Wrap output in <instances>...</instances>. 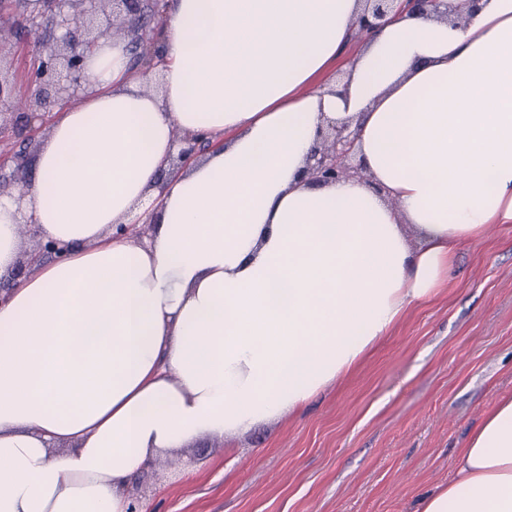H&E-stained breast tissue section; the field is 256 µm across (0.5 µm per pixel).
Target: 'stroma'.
<instances>
[{
    "label": "stroma",
    "instance_id": "35a3bbf8",
    "mask_svg": "<svg viewBox=\"0 0 512 512\" xmlns=\"http://www.w3.org/2000/svg\"><path fill=\"white\" fill-rule=\"evenodd\" d=\"M36 58L0 36V78L25 98ZM512 394V225L458 248L448 284L411 307L300 413L205 436L136 480L148 512H416L459 448Z\"/></svg>",
    "mask_w": 512,
    "mask_h": 512
}]
</instances>
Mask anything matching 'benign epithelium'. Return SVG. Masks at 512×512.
<instances>
[{
  "label": "benign epithelium",
  "mask_w": 512,
  "mask_h": 512,
  "mask_svg": "<svg viewBox=\"0 0 512 512\" xmlns=\"http://www.w3.org/2000/svg\"><path fill=\"white\" fill-rule=\"evenodd\" d=\"M37 8L26 12L28 31L35 35L40 49L37 64L31 73L30 84L35 86L34 95L26 100V111L14 116L13 129L22 135L41 120V109L51 100L71 99L78 96L84 80L83 63L93 52L100 37L106 32L92 35L88 28L89 19L105 11L112 5V15L126 31L138 30L140 34L129 43L134 68L148 71L152 65L151 52L154 37H149L143 29L147 11L161 16V0H34ZM397 0H365V8L356 19L359 33L367 35L383 27ZM411 11L420 15L446 16L450 12L448 0H405ZM51 21L63 31L53 43L40 39L39 31L45 21ZM179 144L178 160L188 162L202 150L203 140L197 134L176 133ZM354 138L350 125L329 123L320 141L311 151V164L308 167L311 179L315 181H335L361 174V167L355 163L352 153ZM34 151L25 150L0 160V170L11 167V181L23 182L31 166Z\"/></svg>",
  "instance_id": "1"
}]
</instances>
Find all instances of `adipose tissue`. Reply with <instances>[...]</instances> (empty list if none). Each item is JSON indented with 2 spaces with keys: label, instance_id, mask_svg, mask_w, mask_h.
Segmentation results:
<instances>
[{
  "label": "adipose tissue",
  "instance_id": "obj_1",
  "mask_svg": "<svg viewBox=\"0 0 512 512\" xmlns=\"http://www.w3.org/2000/svg\"><path fill=\"white\" fill-rule=\"evenodd\" d=\"M450 3L348 57L363 0H169L155 94L99 41L0 198V271L23 221L68 248L0 304V512H127L156 456L302 409L512 224V0ZM346 120L368 180L312 183ZM178 130L212 146L176 168ZM417 512H512V397Z\"/></svg>",
  "mask_w": 512,
  "mask_h": 512
}]
</instances>
